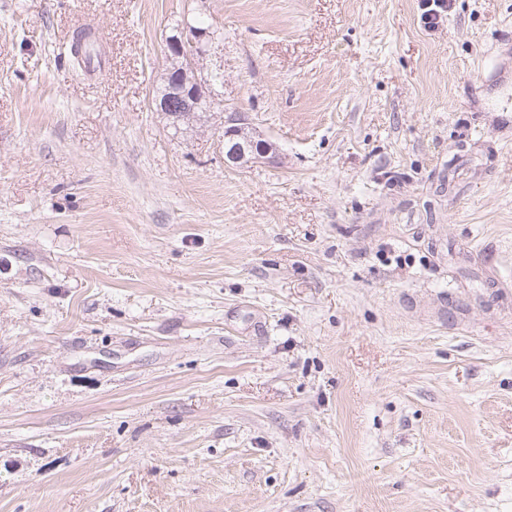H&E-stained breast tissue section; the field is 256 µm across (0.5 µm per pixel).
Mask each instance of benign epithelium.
Masks as SVG:
<instances>
[{
	"label": "benign epithelium",
	"instance_id": "1",
	"mask_svg": "<svg viewBox=\"0 0 512 512\" xmlns=\"http://www.w3.org/2000/svg\"><path fill=\"white\" fill-rule=\"evenodd\" d=\"M208 32L196 28L184 37H171L167 41L171 65L165 75L167 91L154 99L155 109L163 113L171 125L188 123L198 112H205L211 105V83L197 68V61L205 54L203 39ZM240 118L230 116L224 128V139L229 149L224 151V161L243 164L267 154L270 147L254 138L242 137L238 131Z\"/></svg>",
	"mask_w": 512,
	"mask_h": 512
}]
</instances>
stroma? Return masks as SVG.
Returning a JSON list of instances; mask_svg holds the SVG:
<instances>
[{"instance_id":"1","label":"stroma","mask_w":512,"mask_h":512,"mask_svg":"<svg viewBox=\"0 0 512 512\" xmlns=\"http://www.w3.org/2000/svg\"><path fill=\"white\" fill-rule=\"evenodd\" d=\"M0 512H512V0H0ZM206 36L207 31L192 28L188 36L170 37L167 41L171 61L164 77L167 91L164 96H156L154 104L172 126L191 122L197 112L200 117L210 108L211 83L197 68V61L205 54ZM239 121L241 119L236 117V115L230 116L227 121H224V161L232 164H243L253 158L255 159L256 155L257 157H264L270 150V147L265 142H256L255 138L249 137L238 141V137L242 138V132L238 131L240 126H237V124H241ZM226 123L231 125L226 127ZM228 139L230 140L229 142ZM226 142L227 150L225 149Z\"/></svg>"}]
</instances>
